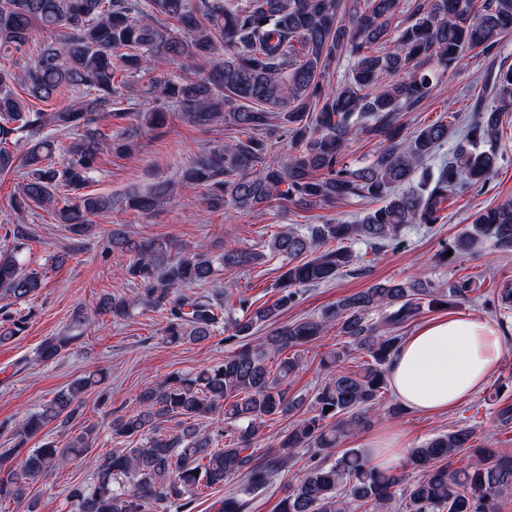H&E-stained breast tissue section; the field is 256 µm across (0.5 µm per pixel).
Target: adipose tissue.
Instances as JSON below:
<instances>
[{
    "label": "adipose tissue",
    "instance_id": "ef3b65f1",
    "mask_svg": "<svg viewBox=\"0 0 512 512\" xmlns=\"http://www.w3.org/2000/svg\"><path fill=\"white\" fill-rule=\"evenodd\" d=\"M504 347L496 322L452 310L403 342L389 365V382L407 410L439 414L485 385Z\"/></svg>",
    "mask_w": 512,
    "mask_h": 512
}]
</instances>
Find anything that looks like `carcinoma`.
I'll use <instances>...</instances> for the list:
<instances>
[{
	"label": "carcinoma",
	"instance_id": "1",
	"mask_svg": "<svg viewBox=\"0 0 512 512\" xmlns=\"http://www.w3.org/2000/svg\"><path fill=\"white\" fill-rule=\"evenodd\" d=\"M39 26L58 32V39L36 44ZM511 34L512 0H0V55L11 59L0 68V174L23 170L9 201L13 211H52L69 225L73 241L82 242L93 217L112 210V198L84 192L100 164L101 145L109 143L117 154L137 147L134 127L112 137L100 122L132 116L159 127L171 105L190 125L223 123L241 135L204 146L180 181H162L132 197L129 206L139 213L153 212L177 186L203 188L214 211L254 210L275 200L302 207L381 203L351 223L285 224L260 250L231 245L216 257L173 255L166 242L134 239L121 228L108 232L107 248L127 257L121 273L140 288L131 299L102 298L100 314L124 319L141 304L163 315L169 344L204 343L222 326L224 341L236 349L221 363L144 388L140 410L112 420L120 447L103 456H92L98 438L92 427L63 444L26 447L48 425L65 428L78 418L84 396L104 378L91 371L74 380L29 414L12 433L13 447L0 451V502L34 512V484L80 459L93 481L69 486L74 512H145L151 501L191 512L203 489L235 477L242 483L224 496L220 512H246L288 465V455L306 448L314 464L288 486L276 512H500L512 497V454L475 446L470 426L415 446L394 471L370 466L359 448H342L377 415L404 410L385 397L387 367L403 342L400 330L426 310L472 300L477 282L459 280L446 292L421 277L378 283L317 317L279 319L299 302L300 288L357 272L352 244L376 253L410 224L442 223L448 200L486 187L499 160L493 144L501 113L512 105V64L475 77L472 117L437 172L425 162L448 140L458 115L418 127L405 142L395 123L399 113L418 110L465 57H495ZM220 46L224 58L217 62L212 56ZM161 57L180 61L183 75L159 71ZM345 57L351 67L333 89L327 76ZM383 75L397 80L382 85ZM146 77L157 93L155 107L116 111L120 88ZM17 85L27 97L18 95ZM64 90L71 93L69 104L36 106ZM68 134L77 139L58 164L56 137ZM364 135L382 138L380 148L369 165L352 169L343 162L345 148ZM280 143L289 145L285 161L274 153ZM28 238L26 225L18 224L12 245L0 249V292L16 304L43 285L40 273L27 270ZM487 239L512 253V200L474 212L450 250L471 254ZM267 258L284 260L280 296L269 306L254 308L229 289L198 291L223 268H251ZM191 288L196 292L187 293ZM486 305L511 307L512 284H502ZM376 311L377 321L371 318ZM27 320L18 311L0 315V344L21 334ZM263 326L266 335L255 338ZM332 327L347 341L320 357L326 377L311 398L314 414L257 449L266 418L305 403L288 392L302 362L298 348ZM77 340L52 336L38 347L37 359L53 363ZM355 349L367 360L356 370L343 369ZM289 350L269 369L270 356ZM217 414L220 425L197 426ZM169 417L185 422L169 432L162 427ZM462 452L468 462L453 467ZM408 468L420 477L410 480Z\"/></svg>",
	"mask_w": 512,
	"mask_h": 512
}]
</instances>
